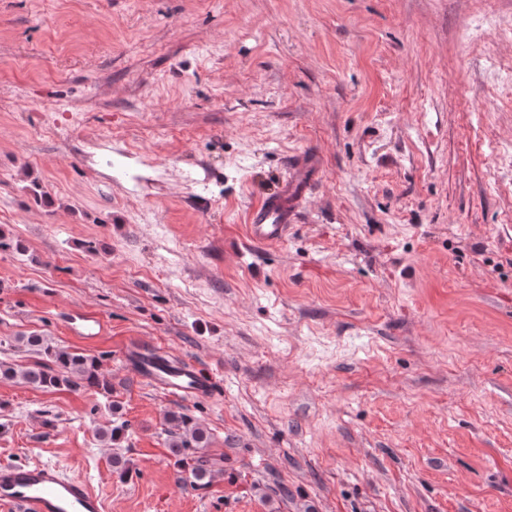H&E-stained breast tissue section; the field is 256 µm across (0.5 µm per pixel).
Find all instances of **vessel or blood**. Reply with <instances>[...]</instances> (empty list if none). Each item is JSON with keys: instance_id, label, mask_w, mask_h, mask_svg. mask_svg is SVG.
Listing matches in <instances>:
<instances>
[{"instance_id": "vessel-or-blood-1", "label": "vessel or blood", "mask_w": 512, "mask_h": 512, "mask_svg": "<svg viewBox=\"0 0 512 512\" xmlns=\"http://www.w3.org/2000/svg\"><path fill=\"white\" fill-rule=\"evenodd\" d=\"M301 179L252 204L246 216L247 240L267 245L285 239L294 219ZM134 370L160 390L179 397L206 399L217 386L215 377L195 364L175 361L139 344L129 351ZM0 506L8 512H104L102 498L59 466L30 462L0 463Z\"/></svg>"}]
</instances>
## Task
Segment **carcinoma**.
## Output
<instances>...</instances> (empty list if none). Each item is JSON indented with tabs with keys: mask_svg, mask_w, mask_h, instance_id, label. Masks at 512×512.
<instances>
[{
	"mask_svg": "<svg viewBox=\"0 0 512 512\" xmlns=\"http://www.w3.org/2000/svg\"><path fill=\"white\" fill-rule=\"evenodd\" d=\"M19 341L34 350L39 359L25 366L1 363L0 378H17L41 389L96 387L106 393L112 391L110 381L99 374L95 359L55 346L42 336H21ZM170 420L177 422L179 429L168 444L173 456L183 461L190 451L207 447L208 435L202 427L184 416L173 415Z\"/></svg>",
	"mask_w": 512,
	"mask_h": 512,
	"instance_id": "obj_1",
	"label": "carcinoma"
}]
</instances>
